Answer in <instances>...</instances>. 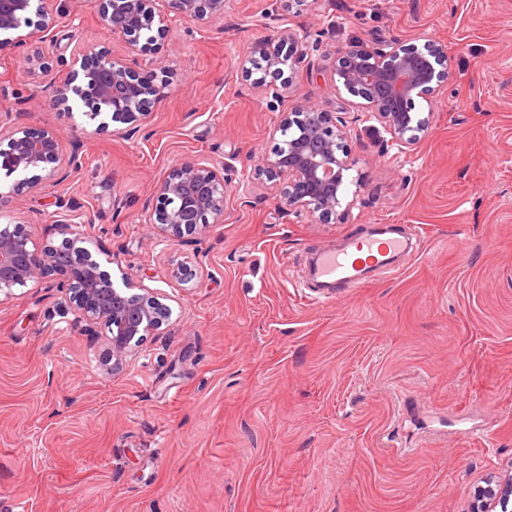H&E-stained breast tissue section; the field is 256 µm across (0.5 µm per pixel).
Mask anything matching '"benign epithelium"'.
Returning <instances> with one entry per match:
<instances>
[{
    "label": "benign epithelium",
    "mask_w": 512,
    "mask_h": 512,
    "mask_svg": "<svg viewBox=\"0 0 512 512\" xmlns=\"http://www.w3.org/2000/svg\"><path fill=\"white\" fill-rule=\"evenodd\" d=\"M230 0H99V16L113 36L126 40L131 50L143 46L153 51L145 63L115 57L105 51L83 50L74 55L68 78L55 86L53 105L70 114L79 108L90 119H100L96 130L120 123V134L134 137L153 108L171 86V69L163 53V39L170 28L183 21L206 26L224 20ZM36 22L42 42L54 41L56 17L47 0H0V51L25 43L18 31ZM276 38L256 42L242 58L243 70L264 89L274 108L290 96L307 45L295 32L275 27ZM333 75L346 92L362 99L356 120L376 122L389 135L383 149L392 146L408 155L430 131V121L415 112L416 101H429L450 76L451 59L446 47L427 41L423 47L393 38L358 41L336 51ZM32 74L47 73L52 64L39 52L25 59ZM274 83H267V79ZM274 132L280 142L261 159V171L271 184L280 206L304 213L321 224H331L355 206L362 187L359 159L349 144V121L341 112L295 102L281 113ZM80 157L66 153L53 132L34 133L21 125L0 128V176L21 177L40 188H55L65 174L78 167ZM224 168L198 158L182 160L153 188L157 203L146 209L143 223L167 242L193 234L202 235L224 223L228 185ZM355 192H349L350 186ZM76 216L57 221L64 235L58 245L37 246L25 225L8 221L0 225V296L49 276L69 293L75 323L101 325L108 343L105 371L113 372L144 337L169 324L172 310L145 288L130 292L119 288L110 272L73 235ZM512 502V477L490 476L474 488L471 512H508Z\"/></svg>",
    "instance_id": "1"
}]
</instances>
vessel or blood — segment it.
<instances>
[{"label":"vessel or blood","mask_w":512,"mask_h":512,"mask_svg":"<svg viewBox=\"0 0 512 512\" xmlns=\"http://www.w3.org/2000/svg\"><path fill=\"white\" fill-rule=\"evenodd\" d=\"M410 248V238L395 225L372 224L365 236L344 248L317 254L308 278L319 288L349 291L368 283L374 273L399 271V259Z\"/></svg>","instance_id":"b4317fda"}]
</instances>
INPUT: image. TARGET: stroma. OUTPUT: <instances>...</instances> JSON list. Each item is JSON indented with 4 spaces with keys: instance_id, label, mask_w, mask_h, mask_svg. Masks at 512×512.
<instances>
[{
    "instance_id": "1",
    "label": "stroma",
    "mask_w": 512,
    "mask_h": 512,
    "mask_svg": "<svg viewBox=\"0 0 512 512\" xmlns=\"http://www.w3.org/2000/svg\"><path fill=\"white\" fill-rule=\"evenodd\" d=\"M277 2L306 39L297 96L355 111L336 50L398 38L446 45L449 82L416 110L414 154L356 127L359 204L333 224L282 213L258 160L280 119L240 67ZM53 70L31 97L0 54V114L58 133L82 165L60 190L12 188L0 211L60 244L77 206L113 280L155 289L168 326L103 370L106 338L76 325L56 277L0 301V512H470L472 488L512 471V0H233L223 22L175 26L167 97L139 135L96 132L52 104L82 48L128 53L97 0H48ZM195 156L256 186L251 206L168 243L141 218L154 184ZM369 224H407L418 252L398 275L331 299L299 285L307 252Z\"/></svg>"
}]
</instances>
